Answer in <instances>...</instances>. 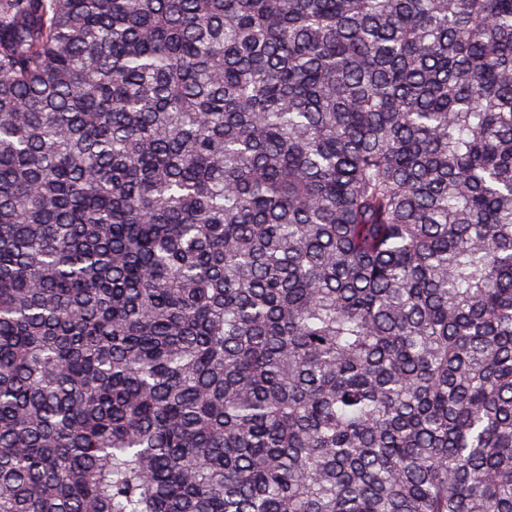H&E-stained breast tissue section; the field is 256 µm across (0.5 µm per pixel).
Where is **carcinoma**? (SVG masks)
I'll use <instances>...</instances> for the list:
<instances>
[{"label": "carcinoma", "instance_id": "carcinoma-1", "mask_svg": "<svg viewBox=\"0 0 512 512\" xmlns=\"http://www.w3.org/2000/svg\"><path fill=\"white\" fill-rule=\"evenodd\" d=\"M0 512H512V0H0Z\"/></svg>", "mask_w": 512, "mask_h": 512}]
</instances>
